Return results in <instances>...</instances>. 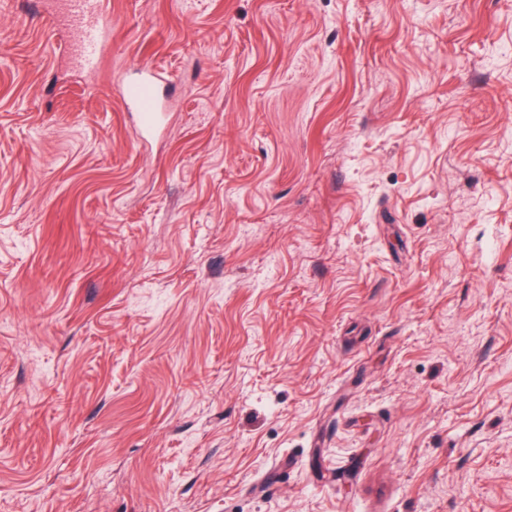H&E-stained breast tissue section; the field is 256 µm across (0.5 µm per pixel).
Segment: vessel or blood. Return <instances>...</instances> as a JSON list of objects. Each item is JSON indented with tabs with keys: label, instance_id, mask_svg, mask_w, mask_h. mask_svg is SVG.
I'll use <instances>...</instances> for the list:
<instances>
[{
	"label": "vessel or blood",
	"instance_id": "b4317fda",
	"mask_svg": "<svg viewBox=\"0 0 512 512\" xmlns=\"http://www.w3.org/2000/svg\"><path fill=\"white\" fill-rule=\"evenodd\" d=\"M28 9L44 16L54 27L74 33L76 47L67 53L81 66L98 68L112 52V27L107 0H26ZM160 75L142 67L136 78L121 81L120 100L126 112L135 114L142 137H149L162 121Z\"/></svg>",
	"mask_w": 512,
	"mask_h": 512
}]
</instances>
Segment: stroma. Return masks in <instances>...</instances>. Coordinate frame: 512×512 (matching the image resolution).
Wrapping results in <instances>:
<instances>
[{
	"label": "stroma",
	"mask_w": 512,
	"mask_h": 512,
	"mask_svg": "<svg viewBox=\"0 0 512 512\" xmlns=\"http://www.w3.org/2000/svg\"><path fill=\"white\" fill-rule=\"evenodd\" d=\"M108 2L0 0V512H512V0ZM28 9L42 15L55 28L75 33L78 44L67 46L66 54L81 66L96 69L112 54V26L109 23L108 3L104 0H54L51 8L44 0H26ZM136 78H123L120 100L125 112L135 114L143 140L152 135L162 121L161 98L159 94L160 75L148 67L137 69Z\"/></svg>",
	"instance_id": "stroma-1"
}]
</instances>
